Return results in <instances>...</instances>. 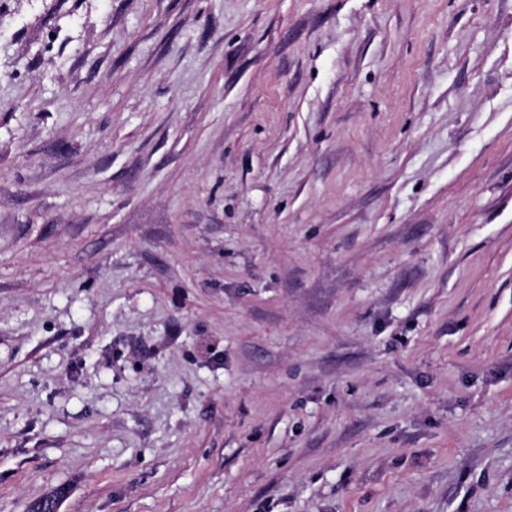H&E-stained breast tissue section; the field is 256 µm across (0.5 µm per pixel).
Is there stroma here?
Listing matches in <instances>:
<instances>
[{"instance_id": "obj_1", "label": "stroma", "mask_w": 512, "mask_h": 512, "mask_svg": "<svg viewBox=\"0 0 512 512\" xmlns=\"http://www.w3.org/2000/svg\"><path fill=\"white\" fill-rule=\"evenodd\" d=\"M512 512V0H0V512Z\"/></svg>"}]
</instances>
